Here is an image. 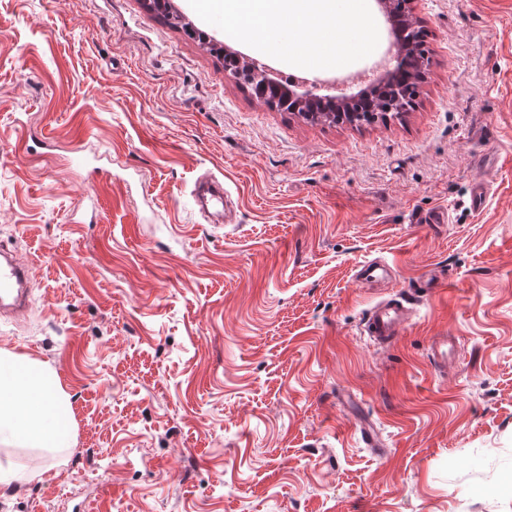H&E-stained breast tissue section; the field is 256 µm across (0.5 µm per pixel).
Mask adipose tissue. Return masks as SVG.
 Instances as JSON below:
<instances>
[{"mask_svg":"<svg viewBox=\"0 0 512 512\" xmlns=\"http://www.w3.org/2000/svg\"><path fill=\"white\" fill-rule=\"evenodd\" d=\"M219 7L242 37L262 43L271 18L294 19L299 33L330 30L338 55L349 53L347 29L365 24L363 0H348L337 11L334 0H221ZM70 405L56 372L25 356L0 352V446L55 453L72 447L74 434L65 419Z\"/></svg>","mask_w":512,"mask_h":512,"instance_id":"ef3b65f1","label":"adipose tissue"}]
</instances>
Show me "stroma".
<instances>
[{"mask_svg":"<svg viewBox=\"0 0 512 512\" xmlns=\"http://www.w3.org/2000/svg\"><path fill=\"white\" fill-rule=\"evenodd\" d=\"M172 3L182 26L141 0H0V245L30 272L0 350L55 369L76 437L0 512L83 490L82 512H512V0H415L416 107L354 125L269 109L183 25L357 78L389 49L377 0L350 55L306 65L299 34L257 45L211 0ZM207 173L232 223L196 214ZM373 259L412 307L383 346L361 331L393 290L357 279ZM435 336L458 339L442 376Z\"/></svg>","mask_w":512,"mask_h":512,"instance_id":"35a3bbf8","label":"stroma"}]
</instances>
